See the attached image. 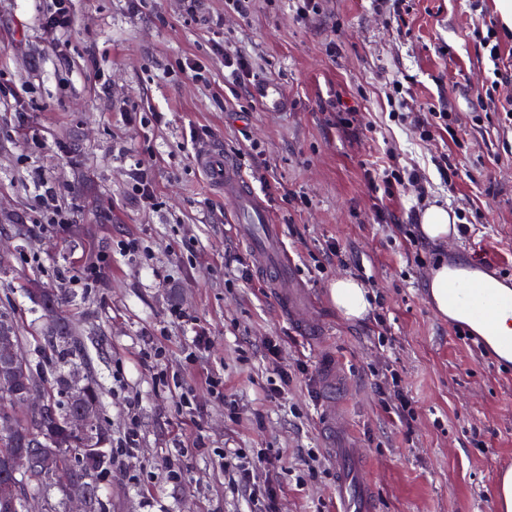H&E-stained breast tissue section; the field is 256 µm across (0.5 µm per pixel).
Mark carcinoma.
<instances>
[{
	"label": "carcinoma",
	"mask_w": 512,
	"mask_h": 512,
	"mask_svg": "<svg viewBox=\"0 0 512 512\" xmlns=\"http://www.w3.org/2000/svg\"><path fill=\"white\" fill-rule=\"evenodd\" d=\"M29 292L39 295L41 306L49 315H54L57 298L53 292L36 283ZM79 357L81 347L71 324L53 321L37 358L29 363L31 374L44 377L43 388L52 406L51 413L45 416L29 411L23 403V394L6 388L13 374L8 365L0 362V417L8 415L15 424L13 432L0 433V487L11 481L8 468L13 455L25 450H35L70 470V482L67 487L59 488L61 498L57 503L51 502L54 489L51 483L29 481L15 494L0 495V512H28V498L33 495L41 497L47 512H59L57 507L69 498L85 495L90 501V512H103L104 504L95 496L92 479L107 472L112 465L111 457L89 453L88 441L72 434L66 426L67 418L77 409H85L93 415L98 411L95 388L76 381L64 371L65 365Z\"/></svg>",
	"instance_id": "cac0c4a2"
}]
</instances>
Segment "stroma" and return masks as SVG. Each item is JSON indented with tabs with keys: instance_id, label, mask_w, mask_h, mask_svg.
Listing matches in <instances>:
<instances>
[{
	"instance_id": "35a3bbf8",
	"label": "stroma",
	"mask_w": 512,
	"mask_h": 512,
	"mask_svg": "<svg viewBox=\"0 0 512 512\" xmlns=\"http://www.w3.org/2000/svg\"><path fill=\"white\" fill-rule=\"evenodd\" d=\"M51 5L0 0V240L15 248L0 272V313L36 352L49 321L24 292L35 279L72 322L85 351L75 376L97 389L109 425L112 468L93 479L106 512H247L248 495L224 465L228 448L252 458L283 452L289 473L256 469L258 483L279 486V512H336L335 467L317 424L328 357L381 512H493L498 475L512 467V371L449 330L430 281L453 255L469 272L475 258L491 260L494 278L512 282V124L485 98L490 86L494 98L512 97V30L498 32L496 66L480 35L500 21L495 0H403L397 14L372 0H323L307 21L290 0H253L244 19L225 13L224 0H73L59 37L43 28ZM220 45L251 65L238 92L224 86ZM188 58L207 66L206 81L182 73ZM263 84L287 107H268L256 94ZM134 106L141 121L128 119ZM398 107L421 118L447 109L450 127L420 139L393 120ZM253 141L264 150L258 167L247 155ZM205 142L221 143L270 207L293 277L311 289L324 322L319 340L296 336L258 277L235 276L251 269L250 247L194 165ZM443 156L457 171L449 184L436 168ZM391 160L427 178L428 203L464 213L467 233L427 240L411 218L413 189L375 193L366 172ZM138 161L151 167L155 206L132 189ZM41 174L56 184L69 223H53L37 198ZM129 237L141 249L120 255ZM331 244L342 260H327ZM103 253L112 258L104 275L79 281ZM341 276L375 295L364 319H345L332 303ZM176 308L195 325L173 320ZM198 328L210 344L190 364L184 351ZM269 338L290 378L276 400L266 395ZM210 375L223 380L224 398L205 385ZM393 378L414 413L407 428L379 394ZM184 392L194 415L179 407ZM132 426L136 448L118 452ZM311 450L322 472L297 485ZM171 467L181 484L169 483Z\"/></svg>"
}]
</instances>
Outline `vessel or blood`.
Instances as JSON below:
<instances>
[{
	"mask_svg": "<svg viewBox=\"0 0 512 512\" xmlns=\"http://www.w3.org/2000/svg\"><path fill=\"white\" fill-rule=\"evenodd\" d=\"M195 163L230 202L229 219L251 242L254 269L262 278L277 314L292 323L297 332L318 338V320L312 297L308 291L298 288L290 276L291 261L279 229L271 224L268 210L235 160L211 143L198 148ZM448 303L490 327L500 317L512 316V296L504 298L489 292L477 281L462 285L457 280H449ZM334 378V364L326 362L321 370V397L328 402L329 408L321 414L319 423L336 467L334 493L340 512H377V500L364 478V457L357 447L342 442L349 428L332 409L336 402Z\"/></svg>",
	"mask_w": 512,
	"mask_h": 512,
	"instance_id": "b4317fda",
	"label": "vessel or blood"
}]
</instances>
